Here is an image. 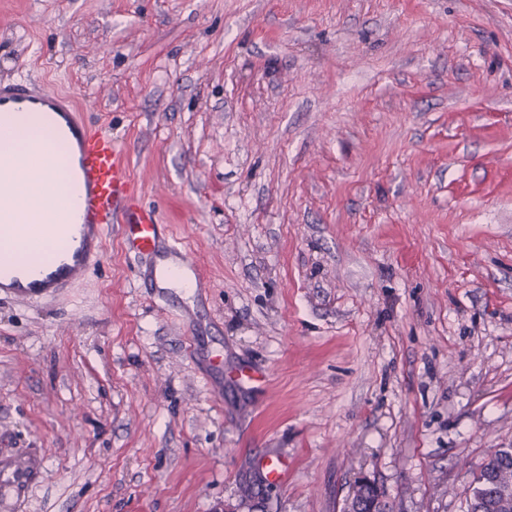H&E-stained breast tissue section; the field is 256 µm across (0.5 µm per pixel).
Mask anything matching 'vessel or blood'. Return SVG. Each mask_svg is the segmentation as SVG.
<instances>
[{"label":"vessel or blood","mask_w":512,"mask_h":512,"mask_svg":"<svg viewBox=\"0 0 512 512\" xmlns=\"http://www.w3.org/2000/svg\"><path fill=\"white\" fill-rule=\"evenodd\" d=\"M50 112L65 125V140L76 145L73 177L79 187L75 222L67 229L69 250L55 262L38 269L23 265L7 272L6 290L21 298L48 296L84 277L98 259L112 225H119L127 250L149 257L144 274L150 287L199 281L197 264L180 244L163 242V226L154 207L134 201L131 177L123 152L111 134L88 125L80 107L69 97L26 80L0 83V112ZM245 390L262 389L267 375L243 364L232 373ZM43 473V460L33 451L0 452V493L11 508L27 503Z\"/></svg>","instance_id":"vessel-or-blood-1"}]
</instances>
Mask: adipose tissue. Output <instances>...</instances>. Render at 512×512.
I'll list each match as a JSON object with an SVG mask.
<instances>
[{"instance_id":"ef3b65f1","label":"adipose tissue","mask_w":512,"mask_h":512,"mask_svg":"<svg viewBox=\"0 0 512 512\" xmlns=\"http://www.w3.org/2000/svg\"><path fill=\"white\" fill-rule=\"evenodd\" d=\"M43 157L44 163L31 173L28 183L0 178V234L9 236L12 251L22 257L44 258L62 248L53 229L55 219L71 212L73 199L64 178L72 160L59 150L56 139L36 117L15 114L0 128V158L28 160ZM40 220L44 228L38 240H31L22 224Z\"/></svg>"}]
</instances>
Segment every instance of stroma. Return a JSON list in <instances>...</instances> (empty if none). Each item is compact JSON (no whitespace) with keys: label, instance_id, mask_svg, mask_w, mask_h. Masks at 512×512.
<instances>
[{"label":"stroma","instance_id":"35a3bbf8","mask_svg":"<svg viewBox=\"0 0 512 512\" xmlns=\"http://www.w3.org/2000/svg\"><path fill=\"white\" fill-rule=\"evenodd\" d=\"M21 79L111 133L203 275L145 287L113 232L58 295L0 291L25 512H340L361 475L464 512L512 448V0H0ZM233 382L245 390L262 389L267 385V374L250 364H242L232 373Z\"/></svg>","mask_w":512,"mask_h":512}]
</instances>
